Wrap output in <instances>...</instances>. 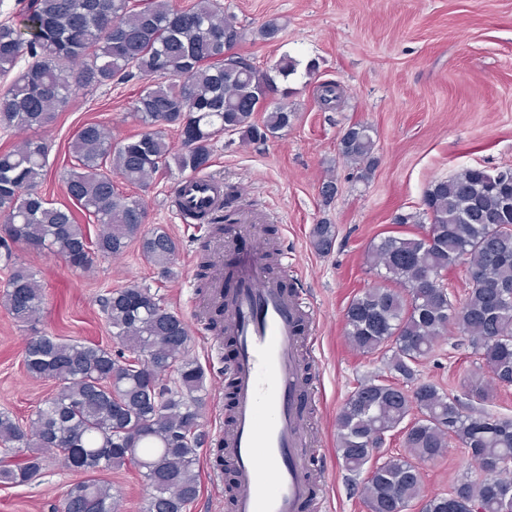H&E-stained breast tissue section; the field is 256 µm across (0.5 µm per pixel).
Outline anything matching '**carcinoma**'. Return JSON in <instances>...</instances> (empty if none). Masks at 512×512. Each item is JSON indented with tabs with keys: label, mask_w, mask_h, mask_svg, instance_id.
Segmentation results:
<instances>
[{
	"label": "carcinoma",
	"mask_w": 512,
	"mask_h": 512,
	"mask_svg": "<svg viewBox=\"0 0 512 512\" xmlns=\"http://www.w3.org/2000/svg\"><path fill=\"white\" fill-rule=\"evenodd\" d=\"M25 21L36 29L27 40L13 24L0 23V76L29 58L0 94L1 128L47 126L81 88L116 78L147 80L132 106L140 132L116 139L106 126L88 122L72 136L64 180L71 207L40 190L48 173L46 142L27 139L0 152V265L10 271L0 306L15 322L32 325L44 290L37 271L18 264L17 247L86 270L135 242L161 276H173L176 242L162 227L139 229L145 201L120 184L145 187L172 168L196 175L209 167L214 141L224 134L253 143L280 135L295 111L288 88L278 89L275 79L295 74L297 61L285 54L262 70L248 57L224 55V33L237 44L246 29L216 0L188 8L173 0H33ZM281 31V21L271 18L257 36L271 42ZM340 98L336 84L319 85L325 108ZM167 128L187 135L179 148L167 141ZM339 150L359 180L370 179L378 164L371 133L348 125ZM77 209L98 224L96 236L79 223ZM424 218L429 237L389 235L371 243L367 264L383 287L364 289L344 310L351 346L389 354L393 379L370 378L351 392L336 416L337 450L347 471L367 470L368 512H410L421 501L422 512H457V505L506 512L499 490L512 487V419L473 402H489L498 389L512 387V302L499 298V289H512V168L471 167L436 181L422 210L399 212L393 223ZM335 235V225L322 221L312 241L327 250ZM459 265L468 279L486 276L483 284L469 283L461 302L445 286L448 271ZM102 309L116 351L47 333L27 341V374L55 380L59 388L26 426L0 411V483H30L48 452L61 467L84 474L57 512H120L117 492L99 473L133 464L149 489L141 512H187L199 492L205 384L189 355L188 326L147 285L110 291ZM450 334L468 338L474 363L490 374L488 382L467 380L465 402L418 374L436 340ZM403 428L408 455L373 465L382 437ZM453 442L468 452L471 467L448 493L427 497L410 462H435Z\"/></svg>",
	"instance_id": "1"
}]
</instances>
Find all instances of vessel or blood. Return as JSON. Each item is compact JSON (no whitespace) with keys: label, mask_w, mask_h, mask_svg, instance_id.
<instances>
[{"label":"vessel or blood","mask_w":512,"mask_h":512,"mask_svg":"<svg viewBox=\"0 0 512 512\" xmlns=\"http://www.w3.org/2000/svg\"><path fill=\"white\" fill-rule=\"evenodd\" d=\"M224 203V184L209 176L182 179L174 207L186 220L205 222ZM213 298L224 306V334L236 355L227 369L232 420L216 444L234 482L232 512H305L316 484L314 453L301 400L313 397L319 362L309 349L313 321L301 298L284 288L267 262L266 243L254 242L238 261L237 286L224 296L216 269Z\"/></svg>","instance_id":"1"}]
</instances>
